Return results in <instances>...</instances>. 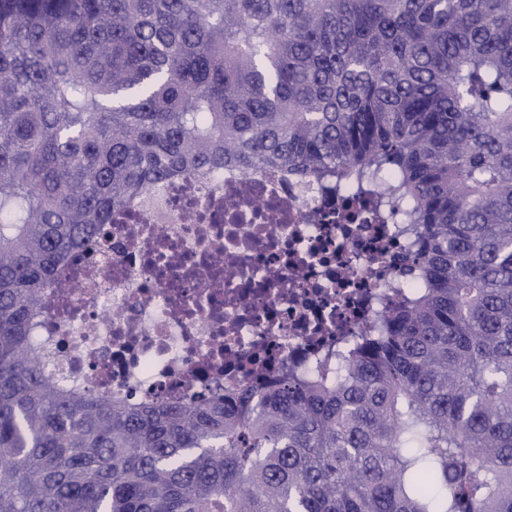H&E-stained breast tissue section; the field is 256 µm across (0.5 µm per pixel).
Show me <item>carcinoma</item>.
I'll use <instances>...</instances> for the list:
<instances>
[{
	"mask_svg": "<svg viewBox=\"0 0 512 512\" xmlns=\"http://www.w3.org/2000/svg\"><path fill=\"white\" fill-rule=\"evenodd\" d=\"M226 166L389 189L416 287L330 369L58 378L55 267ZM0 512H512V0H0Z\"/></svg>",
	"mask_w": 512,
	"mask_h": 512,
	"instance_id": "1",
	"label": "carcinoma"
}]
</instances>
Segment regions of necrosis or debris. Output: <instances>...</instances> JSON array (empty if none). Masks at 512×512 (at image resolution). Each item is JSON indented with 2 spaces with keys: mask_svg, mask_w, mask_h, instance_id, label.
<instances>
[{
  "mask_svg": "<svg viewBox=\"0 0 512 512\" xmlns=\"http://www.w3.org/2000/svg\"><path fill=\"white\" fill-rule=\"evenodd\" d=\"M377 189L281 169L176 177L112 214V240L60 264L39 339L58 369L118 400L177 404L375 332L412 249Z\"/></svg>",
  "mask_w": 512,
  "mask_h": 512,
  "instance_id": "necrosis-or-debris-1",
  "label": "necrosis or debris"
}]
</instances>
